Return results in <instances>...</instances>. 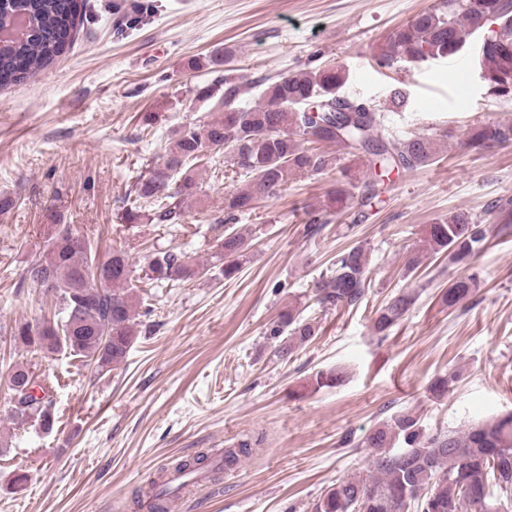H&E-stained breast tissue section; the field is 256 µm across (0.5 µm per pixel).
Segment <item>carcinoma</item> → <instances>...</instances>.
<instances>
[{"label":"carcinoma","mask_w":512,"mask_h":512,"mask_svg":"<svg viewBox=\"0 0 512 512\" xmlns=\"http://www.w3.org/2000/svg\"><path fill=\"white\" fill-rule=\"evenodd\" d=\"M85 0H0V27L17 21L25 32L0 40V88L16 85L50 66L65 53L80 22ZM479 42L475 59L490 72L485 88L512 99V0H438L407 24L392 30L378 48L375 60L382 68L395 64L454 57L474 35ZM231 54L214 56L210 65L223 74L198 93L216 99L217 115L203 128L175 129L163 163L154 165L133 183L125 201L124 220L137 224H179L184 209L197 199L201 186L195 170L206 150L230 153L229 162L244 184L224 196L227 220L250 211L262 199L276 197L298 176H319L332 170L336 146L360 163L367 193L356 197L354 185L339 182L330 202L349 210L368 207L384 193L385 178L432 164L437 149L418 132L399 141L386 132L385 116L370 103L341 94L349 74L342 66L303 68L280 75L267 84L250 105L241 98L253 82L230 67ZM461 145L489 150L512 145V122L479 123ZM492 226L468 212L426 225L423 247L411 252L407 268L418 269L429 254H445L454 265H469L483 249ZM248 246L246 236L234 230L217 240L211 254L224 277L240 269L239 258ZM368 251L355 245L336 256L329 275L315 283L317 303L326 308L357 305L365 292ZM208 270L183 252L159 250L152 254L146 279L163 285L189 281ZM41 274L55 302V319L33 327L25 323L13 331V340L34 354L67 352L109 372L122 363L138 335V296L135 270L129 256L114 251L100 258L89 240L68 224H53L42 256L30 263L24 278ZM473 276L461 275L442 292V303L456 309L476 292ZM414 296L400 292L379 309L374 329L383 333L408 312ZM271 335L281 338L278 356L290 357L295 348L317 336V325L290 308L281 315ZM460 373L436 379L430 391L448 392ZM11 393L8 419L17 426L34 423L49 433L55 426L49 387L36 380L28 362L16 363L8 376ZM400 441L402 452L389 448ZM373 449V469L334 484L314 504V512H508L512 503V415L472 425L461 431L427 434L409 412L374 428L364 439ZM255 452L245 440L224 449L220 462L200 453L179 461L172 473L140 492L152 512H167V502L186 483L202 475L230 471ZM497 488L495 497L491 488Z\"/></svg>","instance_id":"1"}]
</instances>
